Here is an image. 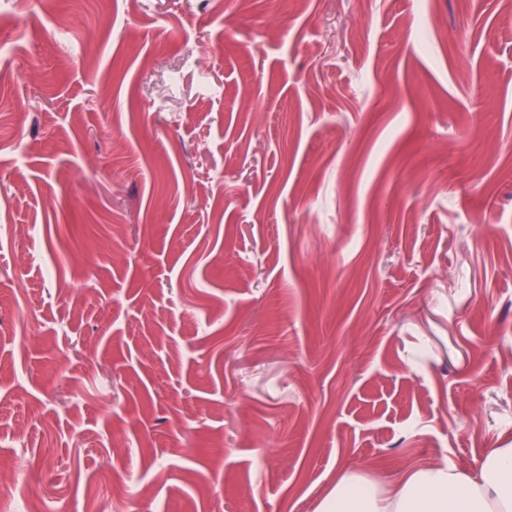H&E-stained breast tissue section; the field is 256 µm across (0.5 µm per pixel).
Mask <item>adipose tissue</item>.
Listing matches in <instances>:
<instances>
[{
    "label": "adipose tissue",
    "instance_id": "adipose-tissue-1",
    "mask_svg": "<svg viewBox=\"0 0 512 512\" xmlns=\"http://www.w3.org/2000/svg\"><path fill=\"white\" fill-rule=\"evenodd\" d=\"M318 512H512V447L492 449L472 473L430 465L389 486L344 473Z\"/></svg>",
    "mask_w": 512,
    "mask_h": 512
}]
</instances>
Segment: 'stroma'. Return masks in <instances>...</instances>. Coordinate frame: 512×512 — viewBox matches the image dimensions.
<instances>
[{
    "instance_id": "1",
    "label": "stroma",
    "mask_w": 512,
    "mask_h": 512,
    "mask_svg": "<svg viewBox=\"0 0 512 512\" xmlns=\"http://www.w3.org/2000/svg\"><path fill=\"white\" fill-rule=\"evenodd\" d=\"M510 445L512 0H0L29 512H314Z\"/></svg>"
}]
</instances>
